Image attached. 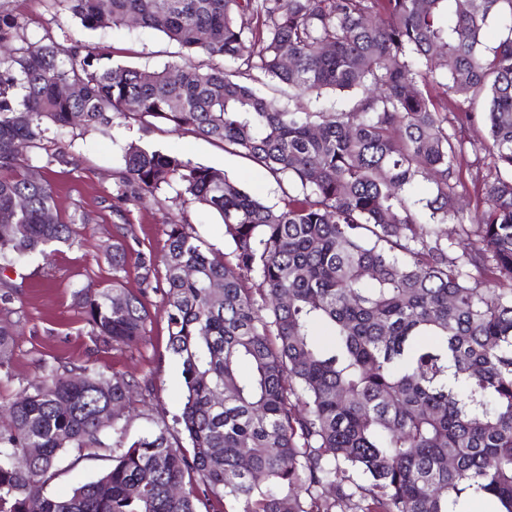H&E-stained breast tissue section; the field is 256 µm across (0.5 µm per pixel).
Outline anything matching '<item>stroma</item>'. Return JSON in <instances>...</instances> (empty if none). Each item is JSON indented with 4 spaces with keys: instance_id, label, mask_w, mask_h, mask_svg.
I'll list each match as a JSON object with an SVG mask.
<instances>
[{
    "instance_id": "obj_1",
    "label": "stroma",
    "mask_w": 512,
    "mask_h": 512,
    "mask_svg": "<svg viewBox=\"0 0 512 512\" xmlns=\"http://www.w3.org/2000/svg\"><path fill=\"white\" fill-rule=\"evenodd\" d=\"M0 12L14 19L29 39L48 35L64 45L70 38L79 37L108 46L114 62L145 72L184 59L180 48L161 33L130 24L85 30L71 15L58 11L51 0H0ZM485 136L483 124L470 127L465 134V151L458 159L461 169L458 206L465 211L472 209L476 202L479 182L494 172L482 148ZM62 142L74 160L73 165L50 164L42 159L36 173L51 183L58 212L67 214L79 208L90 213L92 223L78 243L57 246L47 258L36 259L24 267L27 276L24 293L13 303L10 313L0 315V320L23 322L12 356V369L17 377L30 376L38 359L58 357L77 365L90 361L104 375L119 371L148 384L150 394L146 405L126 419L128 433L134 436L153 422L172 421L182 408L183 378L167 349V316L162 302L166 269L157 266L152 278L153 289L148 298L150 319L141 342L114 347L94 342L76 296L83 286L112 281V268L105 261L102 248L112 241V207L116 203L113 173L123 164L124 146L133 142L221 170L266 204L276 207L287 202L292 187L250 160L225 151L221 144L173 130L149 117L130 122L117 118L109 126L96 129L76 128L66 133ZM183 216L188 217L194 234L205 244L224 250L219 215L182 205L171 191L160 193L158 200L131 207L128 221L141 248L158 252L167 239L168 224ZM109 464V452L103 448L76 466L70 459H63L47 491L56 496L68 494Z\"/></svg>"
}]
</instances>
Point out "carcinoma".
<instances>
[{"instance_id":"cac0c4a2","label":"carcinoma","mask_w":512,"mask_h":512,"mask_svg":"<svg viewBox=\"0 0 512 512\" xmlns=\"http://www.w3.org/2000/svg\"><path fill=\"white\" fill-rule=\"evenodd\" d=\"M52 2L87 30L134 17L211 63L166 64L145 80L105 46L31 41L0 14V212L14 213L0 224L1 310L23 294L11 274L89 224L79 208L59 214L50 182L31 180L21 149H46L51 131L152 117L224 144L296 193L275 208L218 169L127 146L119 223L126 205L174 189L218 214L231 244L216 255L179 223L160 255L118 235L103 248L112 283L76 292L94 341H137L165 265L168 349L185 385L176 424L189 446L164 422L127 439L140 385L123 373L43 359L15 380V323L0 325V385L19 386L0 396V512H198L203 501L234 512H467L476 495L512 512V0ZM491 22L502 36L487 50ZM266 82L314 109L281 105L257 88ZM434 82L448 99L430 94ZM64 83L79 94L61 96ZM330 91L336 101L321 104ZM478 121L496 175L464 215L462 128ZM421 179L435 190L418 208ZM450 217L475 227L457 254L434 223ZM131 261L136 293L120 276ZM94 448L110 450L108 470L65 497L46 493L61 455L77 463ZM175 485L185 493L172 495Z\"/></svg>"}]
</instances>
